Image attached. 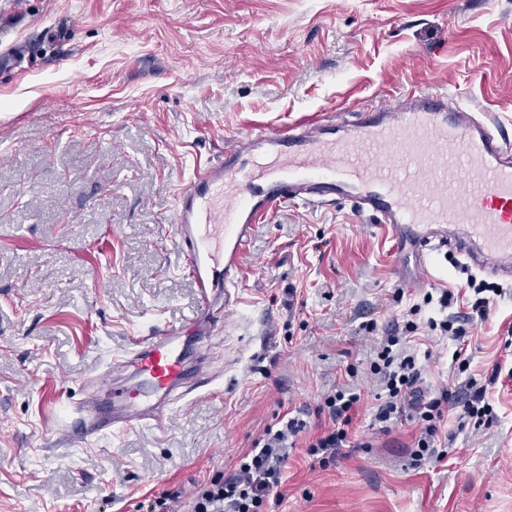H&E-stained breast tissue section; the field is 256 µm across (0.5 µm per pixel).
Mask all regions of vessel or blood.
<instances>
[{
	"mask_svg": "<svg viewBox=\"0 0 512 512\" xmlns=\"http://www.w3.org/2000/svg\"><path fill=\"white\" fill-rule=\"evenodd\" d=\"M350 203L394 242L398 265L427 275L438 253L512 281V138L462 97L414 92L410 103L351 124L302 120L239 138L195 171L177 198L179 259L197 291L183 323L132 337L65 412L85 443L104 433L163 429L172 405L209 379L204 355L236 291L257 225L302 202Z\"/></svg>",
	"mask_w": 512,
	"mask_h": 512,
	"instance_id": "obj_1",
	"label": "vessel or blood"
}]
</instances>
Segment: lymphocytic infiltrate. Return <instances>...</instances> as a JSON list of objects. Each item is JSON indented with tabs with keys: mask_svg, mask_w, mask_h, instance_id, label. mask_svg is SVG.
I'll return each instance as SVG.
<instances>
[{
	"mask_svg": "<svg viewBox=\"0 0 512 512\" xmlns=\"http://www.w3.org/2000/svg\"><path fill=\"white\" fill-rule=\"evenodd\" d=\"M417 329L413 321L402 325L395 323L382 331L373 322L364 326L372 337L376 354L369 368L377 387L370 428L375 434L387 435L399 423L414 422L410 460L416 469L447 457L439 434L449 411H456L463 426L479 427L484 421L492 420L494 411L487 399L488 388L500 378L495 371L484 384L472 378L464 387L453 391L445 387L430 393L421 391L417 356L403 342L404 334ZM360 401V393L344 385L324 395L316 405L313 411L316 425L282 414L277 424L268 426L251 447L241 450L231 473L220 472L195 484L190 496V512H267L271 495L286 481L288 458L299 435L307 437L305 452L311 464L328 468L350 445Z\"/></svg>",
	"mask_w": 512,
	"mask_h": 512,
	"instance_id": "1",
	"label": "lymphocytic infiltrate"
}]
</instances>
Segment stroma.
<instances>
[{
  "instance_id": "stroma-1",
  "label": "stroma",
  "mask_w": 512,
  "mask_h": 512,
  "mask_svg": "<svg viewBox=\"0 0 512 512\" xmlns=\"http://www.w3.org/2000/svg\"><path fill=\"white\" fill-rule=\"evenodd\" d=\"M7 54L21 61L0 64V512H136L175 490L188 512L195 483L350 366L366 397L346 456L314 470L297 450L276 512H512V381L488 389L491 425L448 416L441 463L409 468L412 426L372 434L362 324L417 303L463 315L479 277L443 255V283L400 287L390 237L343 202L259 224L209 350L213 387L165 429L52 446L56 407L129 337L194 312L173 218L197 164L257 128L351 119L420 88L512 134V0H0ZM483 281L491 313L466 327V372L455 342L413 335L424 391L512 367V284Z\"/></svg>"
}]
</instances>
